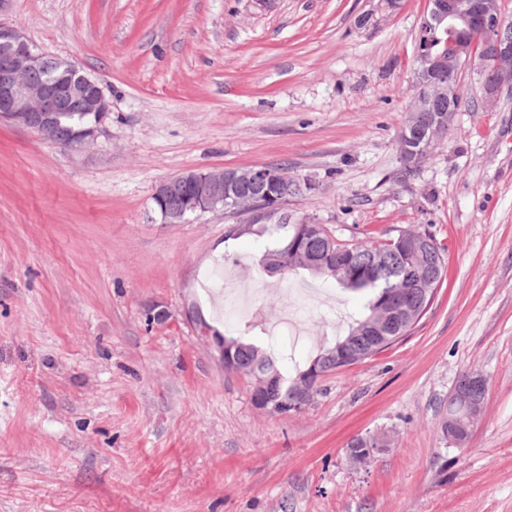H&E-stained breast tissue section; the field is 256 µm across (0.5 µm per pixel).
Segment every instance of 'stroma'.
Returning a JSON list of instances; mask_svg holds the SVG:
<instances>
[{
	"label": "stroma",
	"mask_w": 512,
	"mask_h": 512,
	"mask_svg": "<svg viewBox=\"0 0 512 512\" xmlns=\"http://www.w3.org/2000/svg\"><path fill=\"white\" fill-rule=\"evenodd\" d=\"M426 3L8 0L110 110L86 150L0 125V512H512V86L486 109L467 66L447 138L403 177ZM256 165L314 180L288 211L338 239L415 226L447 250L418 325L286 418L253 407L222 348L282 337L217 316L208 269L245 266L266 316L296 310L290 376L359 298L267 275L266 238L227 235L239 216L166 224L153 200L179 173ZM468 372L488 391L459 448L442 423ZM369 434L388 448L350 466Z\"/></svg>",
	"instance_id": "obj_1"
}]
</instances>
